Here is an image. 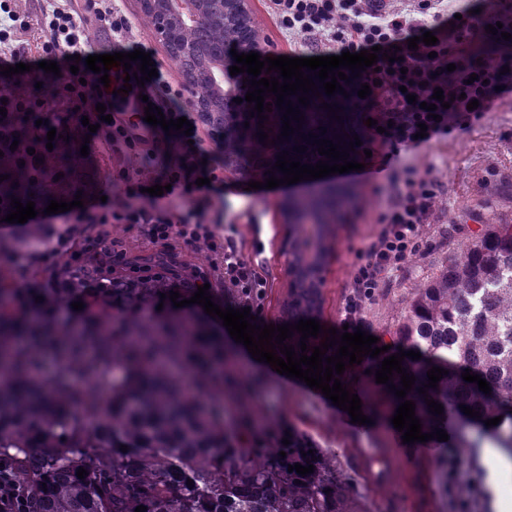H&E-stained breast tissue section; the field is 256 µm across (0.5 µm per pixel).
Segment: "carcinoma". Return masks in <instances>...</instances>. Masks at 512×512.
Segmentation results:
<instances>
[{"instance_id": "cac0c4a2", "label": "carcinoma", "mask_w": 512, "mask_h": 512, "mask_svg": "<svg viewBox=\"0 0 512 512\" xmlns=\"http://www.w3.org/2000/svg\"><path fill=\"white\" fill-rule=\"evenodd\" d=\"M254 107L246 102L242 111L224 114L222 125L224 154L250 170L277 162L275 154L262 155L258 118L249 117ZM301 111L302 132L318 135L325 127L324 138L338 143L327 113L313 103ZM297 145L307 147L303 164L326 159L296 133L277 151L293 156ZM75 149L74 139L61 142L45 162L49 175L33 184L11 156H0V174L7 176L0 196L23 203L55 199L82 179L72 166ZM352 195L338 185L287 203L288 220L314 231L290 242L286 309L293 323L320 306L317 273L327 232ZM105 264L92 256L73 269L34 277L29 288L16 287L0 268V461L22 487L27 512H135L140 505L147 512H353L336 455L294 430L283 444V435L258 424L245 407L225 421L224 404L247 402L257 382L238 380L234 355L205 322L171 301L166 313L155 312L161 294L177 291L184 300L197 289L164 272L106 279ZM77 301L84 303L80 311L72 308ZM401 348L422 355L402 361L416 378L406 399L415 402L422 432L441 428L449 436L447 443L412 444L437 452L438 489L446 495L448 447H475L469 431L512 453V224L487 225L416 288L391 349L369 368H381ZM48 356L53 370L45 375ZM434 366L448 374L422 395L418 389ZM467 369L489 382L491 394L463 380ZM365 393L378 423L394 429L391 418L401 403L395 392L371 373ZM427 397L443 405V414L429 412ZM461 404L479 417L464 414ZM498 416L499 424L485 425ZM295 463H311L314 472L288 471ZM81 467L87 471L82 479Z\"/></svg>"}]
</instances>
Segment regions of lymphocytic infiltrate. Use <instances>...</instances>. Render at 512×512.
<instances>
[{"instance_id": "1", "label": "lymphocytic infiltrate", "mask_w": 512, "mask_h": 512, "mask_svg": "<svg viewBox=\"0 0 512 512\" xmlns=\"http://www.w3.org/2000/svg\"><path fill=\"white\" fill-rule=\"evenodd\" d=\"M266 5L282 39L301 44L311 57L357 53L376 45L401 48L400 60L379 58L376 68L366 69L345 86L350 102L360 105L362 146L380 152L374 171L391 187L379 217L381 228L355 269L343 308V321L353 333L362 326L360 314L365 304L416 250L433 210L437 181L413 170L396 177L400 150L423 146L453 128L468 129L483 120L497 101L512 95V53L478 58L476 43L498 46L503 34L487 33L479 15L456 6L453 0H406L399 8L386 0H266ZM93 23L108 28L116 41L128 39L129 18L112 0H82L77 7L71 0H44L34 19L17 11L13 0H0V66L26 62L29 51L19 37L35 25L42 32L35 49L39 60L57 62L60 68L48 90L27 95L0 92L7 110L6 117L0 119V149H13L31 178L39 180L45 175L41 159L49 129L69 128L75 135L101 144L119 160L146 154L156 169L145 174L119 163L109 177L112 192L106 200L87 196L79 208L57 215L41 211L36 223L78 224L93 211L101 224L144 225L146 236L155 244L168 247L178 241L206 247L223 254L224 285L238 293L240 307L252 306L253 296L265 280L232 243H220L209 225L207 208L213 199L222 197L224 181L216 174L215 158L203 148H190V141L199 140V133L188 136L161 130L156 145L142 149L122 126L102 121L96 110L93 71L83 67L71 73L74 56L86 53L88 27ZM428 31L437 38L435 46L407 49L409 38ZM451 63L456 66L452 72L447 69ZM364 84L370 85L371 93L362 100L358 91ZM438 88L450 98L451 106L434 114L424 105ZM141 92L161 108L165 118L191 114L184 87L174 85L167 71H159ZM411 94L416 97L412 103L407 100ZM472 100L478 101L477 109H468ZM370 118L377 120V127H366ZM92 124L97 127L93 134L88 131ZM421 130L426 131V138H418ZM157 184L165 188L164 199L184 201L187 210L176 216L155 207V198L147 189Z\"/></svg>"}]
</instances>
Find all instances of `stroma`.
Instances as JSON below:
<instances>
[{
  "label": "stroma",
  "instance_id": "1",
  "mask_svg": "<svg viewBox=\"0 0 512 512\" xmlns=\"http://www.w3.org/2000/svg\"><path fill=\"white\" fill-rule=\"evenodd\" d=\"M400 159L402 167L430 172L440 190L418 251L362 313L366 333L385 344L415 288L437 273L447 258L479 237L487 224H512V98L496 104L486 119L468 131L452 132L447 139L418 151H401ZM219 173L224 177V194L212 209L219 217L216 232L233 238L243 258L265 279L262 293L254 301L258 324H284L283 308L291 282L287 247L297 231L283 223L278 202L308 192L310 185L301 181L252 190L247 173L232 175L224 167ZM336 180L354 188L356 196L346 208L345 220L333 225L330 232L321 307L316 315L327 328L341 324L346 284L377 228L382 204L367 176L340 174ZM102 229L112 244L114 271L129 277L157 273L151 258L161 247L149 241L141 225L112 223L102 228L91 215L73 231L64 224L43 226L39 242L30 240L26 224L14 225L7 233L0 231V240L14 245L10 254L0 256V266L13 272L18 287H27L34 275L60 268L77 252L87 250V237ZM178 260L187 269L210 274L215 305L236 307L235 293L225 288L222 272L211 269V252L185 248ZM209 325L234 353L240 379L258 377L263 381L248 403L253 416L282 430L295 429L334 453L338 470L350 483L362 512H512V502L503 498L500 486L492 481V459L486 454L490 441H483L478 448L449 449V462H461L463 470L449 479L447 496H440L439 472L430 455L411 452L395 432L352 423L348 412L333 405L321 391L254 360L243 344L230 338L220 318L210 319Z\"/></svg>",
  "mask_w": 512,
  "mask_h": 512
}]
</instances>
